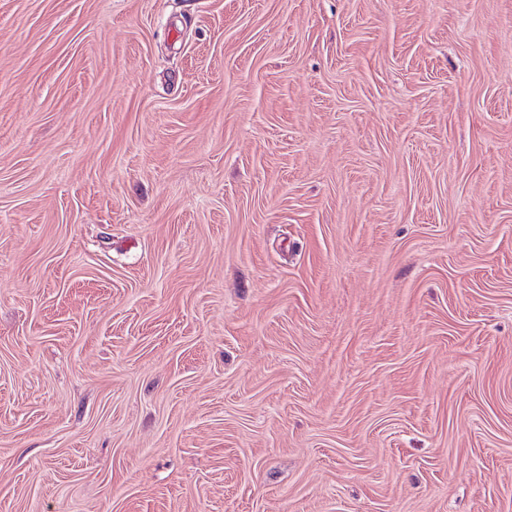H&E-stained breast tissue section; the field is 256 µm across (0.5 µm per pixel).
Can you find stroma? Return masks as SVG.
I'll list each match as a JSON object with an SVG mask.
<instances>
[{
    "mask_svg": "<svg viewBox=\"0 0 512 512\" xmlns=\"http://www.w3.org/2000/svg\"><path fill=\"white\" fill-rule=\"evenodd\" d=\"M0 512H512V0H0Z\"/></svg>",
    "mask_w": 512,
    "mask_h": 512,
    "instance_id": "stroma-1",
    "label": "stroma"
}]
</instances>
